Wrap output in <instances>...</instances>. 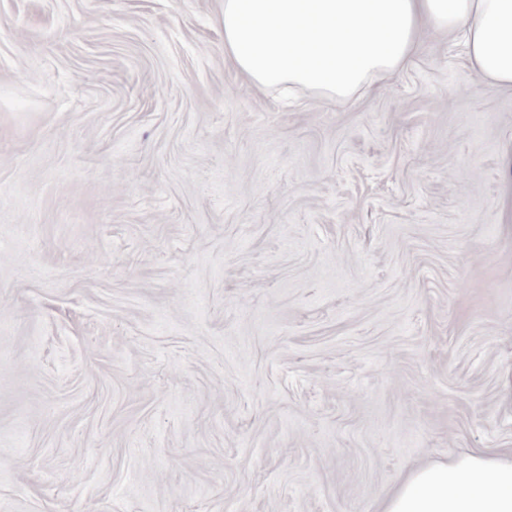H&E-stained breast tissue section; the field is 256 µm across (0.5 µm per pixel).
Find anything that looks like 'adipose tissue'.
Masks as SVG:
<instances>
[{"mask_svg": "<svg viewBox=\"0 0 512 512\" xmlns=\"http://www.w3.org/2000/svg\"><path fill=\"white\" fill-rule=\"evenodd\" d=\"M426 25L484 79L512 87V0H224V55L261 91L343 103L402 69ZM380 512H512V452L411 469Z\"/></svg>", "mask_w": 512, "mask_h": 512, "instance_id": "adipose-tissue-1", "label": "adipose tissue"}]
</instances>
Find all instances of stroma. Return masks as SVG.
I'll use <instances>...</instances> for the list:
<instances>
[{
    "mask_svg": "<svg viewBox=\"0 0 512 512\" xmlns=\"http://www.w3.org/2000/svg\"><path fill=\"white\" fill-rule=\"evenodd\" d=\"M224 0H0V512H377L512 448V89L427 30L262 94Z\"/></svg>",
    "mask_w": 512,
    "mask_h": 512,
    "instance_id": "35a3bbf8",
    "label": "stroma"
}]
</instances>
